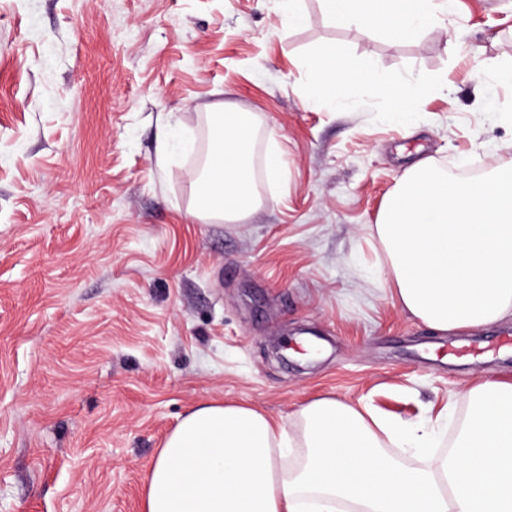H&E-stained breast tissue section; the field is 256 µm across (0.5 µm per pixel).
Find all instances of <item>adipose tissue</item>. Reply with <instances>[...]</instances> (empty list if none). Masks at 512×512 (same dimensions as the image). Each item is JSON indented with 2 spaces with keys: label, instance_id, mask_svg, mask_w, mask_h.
Returning <instances> with one entry per match:
<instances>
[{
  "label": "adipose tissue",
  "instance_id": "ef3b65f1",
  "mask_svg": "<svg viewBox=\"0 0 512 512\" xmlns=\"http://www.w3.org/2000/svg\"><path fill=\"white\" fill-rule=\"evenodd\" d=\"M327 22L404 42L428 27L434 0H322ZM309 98L336 103L372 85L393 121H411L423 90L383 82L330 55L304 62ZM210 147L196 179L197 220L232 224L256 210L252 113H211ZM376 233L403 310L437 332L512 318V165L476 179L414 164L384 204ZM465 395L469 415L445 454L438 422L388 420L333 397L304 404L303 429L253 405L214 400L192 408L155 454L142 512H512V380L484 378ZM418 448L406 465L394 451ZM296 465H289L290 457Z\"/></svg>",
  "mask_w": 512,
  "mask_h": 512
}]
</instances>
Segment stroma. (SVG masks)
Listing matches in <instances>:
<instances>
[{"label":"stroma","instance_id":"stroma-1","mask_svg":"<svg viewBox=\"0 0 512 512\" xmlns=\"http://www.w3.org/2000/svg\"><path fill=\"white\" fill-rule=\"evenodd\" d=\"M302 27L278 0H0V512H141L195 405L259 407L300 433L330 396L394 420L512 378V321L441 334L385 282L374 226L416 161L512 164V0H457L418 39ZM429 86L418 122L360 85L309 102V54ZM253 113L261 206L189 211L220 104ZM194 143L159 161L162 127ZM286 168L269 178V146Z\"/></svg>","mask_w":512,"mask_h":512}]
</instances>
